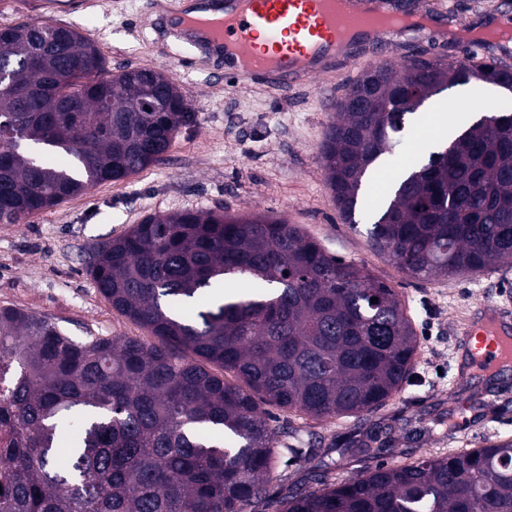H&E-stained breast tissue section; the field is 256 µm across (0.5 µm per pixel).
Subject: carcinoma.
<instances>
[{"mask_svg": "<svg viewBox=\"0 0 512 512\" xmlns=\"http://www.w3.org/2000/svg\"><path fill=\"white\" fill-rule=\"evenodd\" d=\"M0 224L163 162L193 115L160 69L107 73L77 31L0 28ZM512 72L477 57H414L364 72L336 104L319 152L341 219L400 142L405 117L473 80ZM367 235L413 279L512 263V112L485 116L391 187ZM86 273L155 338L75 341L54 322L0 306V512H512V439L446 457L379 464L339 484L270 492L281 465L322 441L268 408L366 427L401 391L419 340L394 288L324 252L296 224L183 211L148 216L100 245ZM234 277L251 287L206 303ZM376 302H371V298ZM197 303L187 317L180 307ZM234 374L229 383L210 370ZM73 432L65 458L57 434Z\"/></svg>", "mask_w": 512, "mask_h": 512, "instance_id": "carcinoma-1", "label": "carcinoma"}]
</instances>
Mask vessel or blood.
Listing matches in <instances>:
<instances>
[{"mask_svg": "<svg viewBox=\"0 0 512 512\" xmlns=\"http://www.w3.org/2000/svg\"><path fill=\"white\" fill-rule=\"evenodd\" d=\"M389 0H229L226 7H203L165 15L162 36L196 51L191 64L216 58L225 79L238 85L282 89L334 73L345 38L379 51L377 61L392 65L383 52L394 29L383 27ZM476 344L474 363L493 369L512 361V318L483 304L463 331Z\"/></svg>", "mask_w": 512, "mask_h": 512, "instance_id": "1", "label": "vessel or blood"}]
</instances>
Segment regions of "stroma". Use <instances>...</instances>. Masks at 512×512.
Masks as SVG:
<instances>
[{
	"mask_svg": "<svg viewBox=\"0 0 512 512\" xmlns=\"http://www.w3.org/2000/svg\"><path fill=\"white\" fill-rule=\"evenodd\" d=\"M184 0H0V27L34 19L71 27L94 43L109 70L153 66L168 71L190 102L194 120L182 127L163 164L118 183H102L48 208L29 224H0V306L44 317L82 340L89 336H144L136 323L115 311L85 271L90 254L145 216L181 211L227 210L261 214L296 224L328 254L366 265L395 288L419 336L407 383L371 424L393 431L375 458L347 455L359 431L354 418L324 421L293 418L294 426L322 437L329 452L321 462L282 469L281 486L303 484L310 472L337 483L375 465L410 461L421 454L444 456L512 438V370L466 375L457 335L483 303L512 309V266L465 278L415 281L367 245L368 215L388 193L399 170L383 160L375 185L361 196L356 221L344 223L326 186L318 148L335 120L343 87L371 68L368 53L336 66L334 75L285 91L225 82L204 64L186 68L187 51L159 39L161 14ZM408 14L442 12L446 31L424 27L394 37L397 65L413 55L462 56L464 38L481 58L512 67V47L488 35L489 21L512 27L502 0H395ZM504 92L474 82L432 97L428 112L445 108L449 124L462 128L477 114H490Z\"/></svg>",
	"mask_w": 512,
	"mask_h": 512,
	"instance_id": "obj_1",
	"label": "stroma"
}]
</instances>
